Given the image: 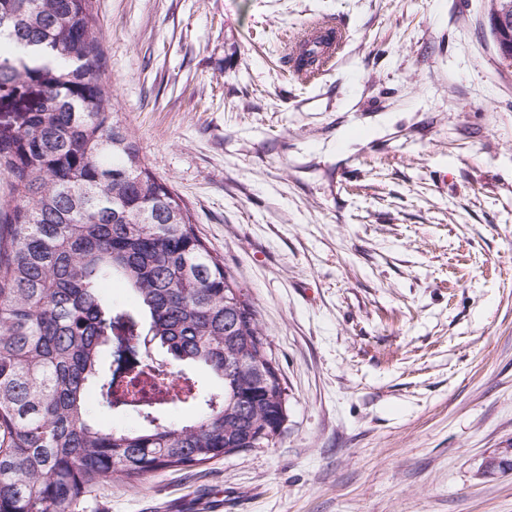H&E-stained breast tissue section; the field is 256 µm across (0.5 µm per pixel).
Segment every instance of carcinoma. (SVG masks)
I'll use <instances>...</instances> for the list:
<instances>
[{"mask_svg": "<svg viewBox=\"0 0 512 512\" xmlns=\"http://www.w3.org/2000/svg\"><path fill=\"white\" fill-rule=\"evenodd\" d=\"M0 512H75L137 481L280 436L288 399L244 289L115 119L93 0H0ZM47 56L51 63L36 64ZM120 281L135 308L103 290ZM169 361L148 405L145 339ZM219 379L207 394L195 371ZM135 431L103 426L87 392ZM192 407L173 424L166 413Z\"/></svg>", "mask_w": 512, "mask_h": 512, "instance_id": "cac0c4a2", "label": "carcinoma"}]
</instances>
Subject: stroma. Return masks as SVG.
<instances>
[{
	"label": "stroma",
	"instance_id": "35a3bbf8",
	"mask_svg": "<svg viewBox=\"0 0 512 512\" xmlns=\"http://www.w3.org/2000/svg\"><path fill=\"white\" fill-rule=\"evenodd\" d=\"M490 0H95L118 118L245 289L275 444L78 512H512V69ZM347 33L305 79L285 38Z\"/></svg>",
	"mask_w": 512,
	"mask_h": 512
}]
</instances>
